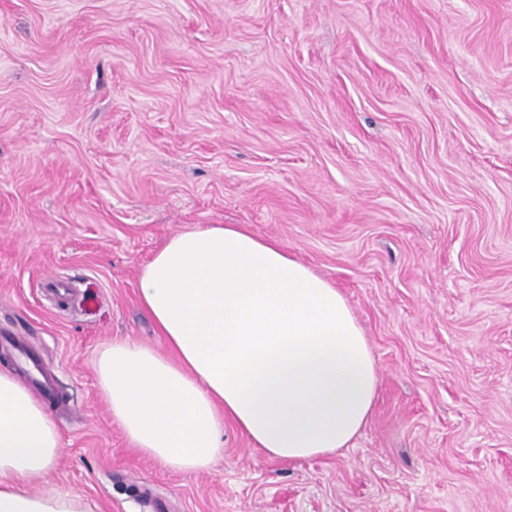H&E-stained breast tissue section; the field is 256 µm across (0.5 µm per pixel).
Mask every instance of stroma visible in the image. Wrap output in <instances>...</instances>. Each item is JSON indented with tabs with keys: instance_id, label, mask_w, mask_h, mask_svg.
Here are the masks:
<instances>
[{
	"instance_id": "stroma-1",
	"label": "stroma",
	"mask_w": 512,
	"mask_h": 512,
	"mask_svg": "<svg viewBox=\"0 0 512 512\" xmlns=\"http://www.w3.org/2000/svg\"><path fill=\"white\" fill-rule=\"evenodd\" d=\"M240 224L338 288L379 368L345 448L232 421L144 456L95 362L164 350L139 274ZM0 368L29 351L92 512H512V0H0Z\"/></svg>"
}]
</instances>
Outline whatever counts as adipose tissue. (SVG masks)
Here are the masks:
<instances>
[{
	"label": "adipose tissue",
	"instance_id": "1",
	"mask_svg": "<svg viewBox=\"0 0 512 512\" xmlns=\"http://www.w3.org/2000/svg\"><path fill=\"white\" fill-rule=\"evenodd\" d=\"M166 353L117 340L97 359L112 415L164 467L209 469L224 422L269 458L346 447L379 375L346 298L279 242L237 224L169 238L139 275ZM62 453L60 431L13 371L0 369V512H91L72 494L32 492Z\"/></svg>",
	"mask_w": 512,
	"mask_h": 512
}]
</instances>
